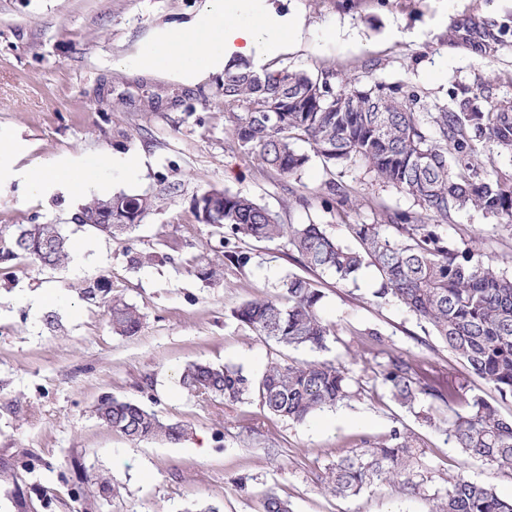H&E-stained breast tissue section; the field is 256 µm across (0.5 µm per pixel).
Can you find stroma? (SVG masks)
<instances>
[{
	"instance_id": "stroma-1",
	"label": "stroma",
	"mask_w": 512,
	"mask_h": 512,
	"mask_svg": "<svg viewBox=\"0 0 512 512\" xmlns=\"http://www.w3.org/2000/svg\"><path fill=\"white\" fill-rule=\"evenodd\" d=\"M204 0H0V239L29 224H56L70 246L57 267L0 253V512H82L97 478L112 496L100 512H264L275 492L292 512H429L434 493L464 477L512 498V473L491 472L466 458L445 432L442 405L409 409L383 382L388 353L424 361L434 383L465 387L512 418V398L477 377L448 352L430 325L394 300L377 301L374 267L342 284L305 269L281 242L241 243L243 268L224 261L214 227L200 223L195 201L213 188L240 192L279 213L287 224L323 225L345 245L346 226L371 222V206L413 209L404 193L358 166L326 169L311 158L287 178L238 150L224 119L223 75L194 86L120 68L154 29L191 20ZM301 20L295 50L275 68H331L409 81L429 101L449 102L454 88L480 89L491 103L512 99V0H265ZM507 31L494 57L448 48L460 20ZM143 159L136 167L135 159ZM103 163L101 189L72 199L63 186L31 195L22 170L63 164L72 171ZM360 201L338 224L331 182ZM149 194L156 205L128 234L112 238L80 223L90 199ZM304 195L307 206L296 204ZM457 241L477 235L484 259L512 274V230L496 229L475 210L441 228ZM152 256L131 263L130 254ZM207 261L218 284L200 278ZM297 274L323 294L320 316L331 336L326 350H290L259 336L232 315L243 302L277 296ZM103 281L89 299L84 288ZM44 296L33 306V296ZM122 297L137 308L136 335L113 333L106 303ZM379 333L372 342L371 333ZM236 366L253 378L275 363L327 362L347 369L357 399L301 423L270 414L254 396L239 402L194 396L180 377L191 363ZM141 403L169 424L187 426L179 443L129 441L96 418L103 398ZM409 436L417 461L401 481L381 482L358 496L337 498L323 481L336 460L389 436Z\"/></svg>"
}]
</instances>
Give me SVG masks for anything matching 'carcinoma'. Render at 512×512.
Instances as JSON below:
<instances>
[{"label": "carcinoma", "instance_id": "carcinoma-1", "mask_svg": "<svg viewBox=\"0 0 512 512\" xmlns=\"http://www.w3.org/2000/svg\"><path fill=\"white\" fill-rule=\"evenodd\" d=\"M505 35L488 24L457 23L446 43L491 54L505 44ZM223 94L224 117L238 148L267 168L296 176L310 156L295 144L307 143L324 163L341 169L359 163L418 206L416 211L374 208L372 223L347 224L357 241L348 247L319 224L287 225L249 195L211 189L195 201L196 216L227 231L224 258L243 268L251 257L232 241L285 239L304 267L343 283L355 282L362 268L373 266L379 275L376 299L391 297L428 323L449 351L502 397L512 398V276L475 258V240L461 248L438 232L466 209L512 224V169L489 170L480 160L482 143L512 154V100L488 103L464 88L450 92L448 106L428 102L410 82H365L332 69L269 72L242 58L225 66ZM333 191L336 223L346 224L350 189L339 182ZM118 200L142 213L155 206L148 194L112 197ZM388 227L399 238L389 237ZM7 255L57 267L69 258L67 239L56 224H30L12 236ZM280 288L282 298L247 301L234 317L284 347L326 349L330 330L319 314L321 290L297 275L282 280ZM108 316L119 335L132 336L140 328V314L119 297L109 302ZM383 380L405 406L424 399L447 407L445 432L465 457L512 471V419L502 418L485 398L432 384L421 364L400 354L388 355ZM181 382L191 393L229 402L256 393L270 414L296 423L358 395L346 370L318 362L275 363L255 381L234 367L191 363ZM95 412L133 442H178L187 433L185 426L166 424L130 400L107 397ZM415 455L408 437L395 429L388 439L338 459L324 488L336 497L356 496L399 476ZM433 500L431 512H512V498L463 477L448 482Z\"/></svg>", "mask_w": 512, "mask_h": 512}]
</instances>
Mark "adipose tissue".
Segmentation results:
<instances>
[{
  "label": "adipose tissue",
  "mask_w": 512,
  "mask_h": 512,
  "mask_svg": "<svg viewBox=\"0 0 512 512\" xmlns=\"http://www.w3.org/2000/svg\"><path fill=\"white\" fill-rule=\"evenodd\" d=\"M259 0H205L196 19L177 29H159L130 61V68L167 74L187 85L222 73L243 57L262 66L287 52L297 19L259 8Z\"/></svg>",
  "instance_id": "ef3b65f1"
}]
</instances>
